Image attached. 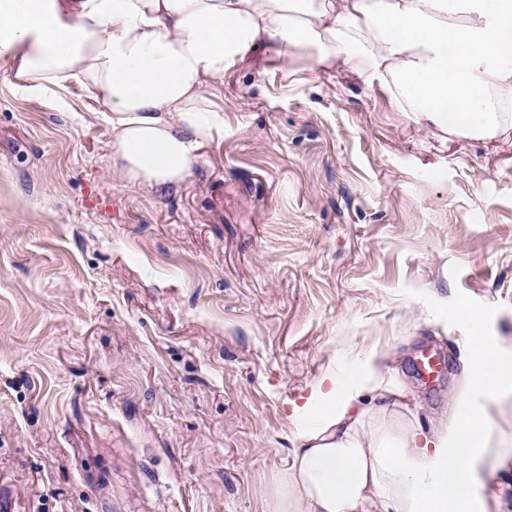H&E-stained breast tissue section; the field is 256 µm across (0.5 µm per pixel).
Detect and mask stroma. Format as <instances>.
I'll use <instances>...</instances> for the list:
<instances>
[{"label":"stroma","mask_w":512,"mask_h":512,"mask_svg":"<svg viewBox=\"0 0 512 512\" xmlns=\"http://www.w3.org/2000/svg\"><path fill=\"white\" fill-rule=\"evenodd\" d=\"M264 76H257V69ZM224 133L158 195L112 174L102 106L0 66V495L15 512H263L294 409L391 348L423 429L469 328L512 337V128H425L343 63L259 44ZM440 356L431 382L421 350Z\"/></svg>","instance_id":"stroma-1"}]
</instances>
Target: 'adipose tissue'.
Segmentation results:
<instances>
[{
	"label": "adipose tissue",
	"instance_id": "1",
	"mask_svg": "<svg viewBox=\"0 0 512 512\" xmlns=\"http://www.w3.org/2000/svg\"><path fill=\"white\" fill-rule=\"evenodd\" d=\"M282 62H343L417 122L496 136L512 102V0H0V64L29 98L83 87L106 110L112 170L162 193L224 130L214 91L258 43ZM470 358L448 413L423 431L401 412L388 350L348 380L320 379L264 512H488L484 476L512 455V339L457 306Z\"/></svg>",
	"mask_w": 512,
	"mask_h": 512
}]
</instances>
